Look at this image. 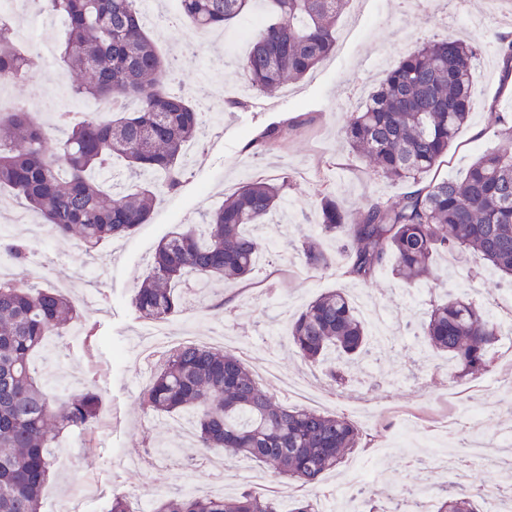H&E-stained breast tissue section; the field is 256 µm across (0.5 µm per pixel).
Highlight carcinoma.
<instances>
[{
	"instance_id": "cac0c4a2",
	"label": "carcinoma",
	"mask_w": 512,
	"mask_h": 512,
	"mask_svg": "<svg viewBox=\"0 0 512 512\" xmlns=\"http://www.w3.org/2000/svg\"><path fill=\"white\" fill-rule=\"evenodd\" d=\"M61 19L66 39L60 59L79 80L77 99L133 100L136 108L112 121L92 115L57 121L53 129L20 107L0 113V188L14 191L56 235L75 236L85 251L128 236L149 220L162 192H174L186 170L184 148L201 125L197 107L168 92L172 64L148 34L137 0H36ZM254 0H178L181 15L200 30L224 28ZM265 23L241 62L256 91H273L302 78L336 47V22L348 0H261ZM475 43L452 35L423 41L403 56L358 111L343 136L352 153L388 182L408 191L387 202L370 199L346 211L331 189L318 207V231L296 247L301 264L336 269L367 284L389 270L408 286L438 280L440 253L477 257L512 284V125L501 143L477 157L466 175L428 183L423 176L448 152L468 120L474 85ZM34 55L12 39V21L0 10V77L27 79ZM288 134V125L251 140L262 152ZM120 157L142 179L133 192L104 189L97 174ZM288 178L243 183L201 224L164 239L130 298L142 318L167 320L180 312L175 288L189 276L207 287L218 278L248 279L266 239L244 227L258 225L285 201ZM338 241L348 262L336 267L322 238ZM0 252L29 260L27 242L0 236ZM80 322L74 304L49 288L0 279V512H41L52 474L53 449L64 435L89 431L101 412L100 395L85 390L63 398L31 360ZM421 344L448 355L459 377L477 379L493 366L500 324L471 300L433 302L418 332ZM286 339L305 363L326 365L345 382L346 370L379 345L342 290L311 301L292 320ZM142 407L181 415L195 427L196 447L229 460L273 468L302 490L291 512H319L323 480L361 448L362 434L343 415L276 401L245 361L231 350L188 344L168 355L140 394ZM430 512H482L481 489L438 490ZM156 512H279L276 500L243 492L224 496L166 497Z\"/></svg>"
}]
</instances>
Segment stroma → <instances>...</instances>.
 <instances>
[{"instance_id": "35a3bbf8", "label": "stroma", "mask_w": 512, "mask_h": 512, "mask_svg": "<svg viewBox=\"0 0 512 512\" xmlns=\"http://www.w3.org/2000/svg\"><path fill=\"white\" fill-rule=\"evenodd\" d=\"M165 23L151 30L162 56L181 52L198 36L193 23L179 16L176 0H164ZM466 14L479 18V25L461 17L446 18L444 10L432 9L427 0H348L336 23V49L303 78L288 82L267 95L252 90L242 78L238 64L247 53L237 42L249 27L242 18L223 32L202 36L197 58L188 61L177 75L182 84H192L199 73L208 75V94L221 118L202 125L188 155V171L178 191L161 196L151 219L126 238L106 242L93 253L81 250L76 240L48 231L33 234L32 224L17 220L26 206L16 197L0 205V234L25 240L34 256L45 265L43 285L64 289L75 301L83 319L94 323L100 341L94 354H87L84 338L64 333L54 353L55 388L64 395L80 388L97 389L103 399L101 417L93 437L71 434L60 449L75 465L54 471L46 493L58 499L83 495V512H109L114 493H125L134 512H151L155 500L149 490L169 495L214 494L213 468H196L193 484H186L183 471L192 463L194 447L186 446L166 418L146 413L139 395L147 383L143 367L135 359H117L129 349L144 325L129 304L137 284L146 274L159 242L184 225L201 223L204 215L223 202L242 182L253 176L267 179L289 177L287 205L267 229V248L245 282L213 283L206 304H198L188 288H180V313L172 317L173 329L196 336L199 344L232 347L239 344L269 349L279 357L282 382H306L311 389L328 385L322 366L302 363L288 348L283 336L286 314L299 312L319 295L339 288L380 305L389 318L420 324L431 301L444 290L472 299L490 314L512 306V291L497 289V273L480 261L460 265L450 255L437 257L447 272L444 286L423 283L407 288L391 273L381 274L371 286H363L334 272L304 267L295 257V244L316 231V214L324 188H332L340 204L358 211L372 197L396 198L402 185L379 178L368 162L345 148L341 128L369 92L395 68L417 42L453 33L480 45L474 61L475 97L469 122L449 147L437 175L464 177L471 162L497 147L495 115L512 113V94L503 90L499 36L512 33V0H468ZM57 67L45 62L33 78L11 84L9 98L25 106L39 122H48L58 107L55 92ZM238 96L245 107L229 106ZM287 122L288 137L274 149L258 152L250 141L267 127ZM482 137H475V129ZM379 361L364 364L349 373V386L370 393L392 389L394 397L356 405L342 398L320 400L316 408L329 414H344L358 427L370 448L349 454L330 472L325 488L339 487L351 493L352 469L369 463L372 449L388 444L393 453L382 462L385 485L393 491L429 480L442 486L445 474L436 467L420 469L407 464L402 448L399 419L418 425L437 446H463L473 439L493 446L503 430V390L488 377L478 381L458 379L447 355L420 352L410 332L396 333L392 346L379 350ZM473 393L482 411L474 427L455 438L435 434L437 422L453 413L458 397ZM161 461L158 469L141 465L143 455Z\"/></svg>"}]
</instances>
